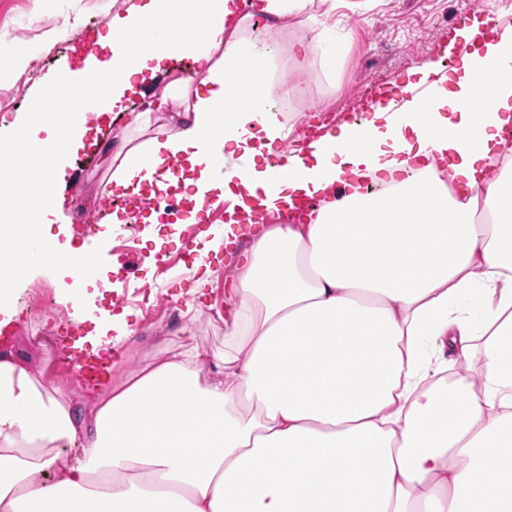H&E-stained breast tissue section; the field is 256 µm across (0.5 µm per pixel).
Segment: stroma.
Returning a JSON list of instances; mask_svg holds the SVG:
<instances>
[{
    "label": "stroma",
    "instance_id": "35a3bbf8",
    "mask_svg": "<svg viewBox=\"0 0 512 512\" xmlns=\"http://www.w3.org/2000/svg\"><path fill=\"white\" fill-rule=\"evenodd\" d=\"M466 2L374 0L372 9L363 14L337 6L335 15L342 21L335 35L337 62L331 68L318 64L306 71L298 68L292 54L293 44L304 34L298 19L281 22L272 33L279 47V68L288 80L304 81L316 103L314 111L306 112L302 99L283 102L285 115L296 121L294 138L305 139L311 127L333 124L351 114L358 104L361 81L398 80L409 68L437 55L454 31L456 10ZM123 7L124 0H0V45H12L14 51L28 57L23 74L0 80V113L9 112L13 120L23 121L44 76L56 67L52 48L61 28L83 36L80 44L65 46L75 66H82L90 54L109 61L111 49L98 44L97 36L105 32L113 13ZM141 101L140 95L131 93L109 115H89L83 151L72 155L66 169L70 180L65 202L48 227L47 240L55 249L84 254L86 240L74 232L71 222L75 199L86 193L93 206L113 190L111 169L100 162L84 168L83 153H96L98 142L103 140L126 136L139 143L159 130L156 121L145 130L132 122L131 114ZM211 237L208 230L193 227L179 235L170 227L155 224L138 240L140 261L128 264L117 251L122 241L115 232L102 234L108 253L97 273L98 287L80 289L76 300L68 289H57L60 308L56 311L13 301L10 353L27 360L49 382L64 386L79 383L78 368L66 351L50 352L32 345L29 338L49 328L61 339L86 340L101 327L102 316L115 309L125 312L136 333L118 339V347L127 351L129 358L120 366L107 365L112 379L154 357L177 353L178 330L187 322L201 349L220 345L224 341V319L219 315L224 308V280L236 267L246 241L241 238L227 247L204 250V241ZM205 272L210 275L209 285L196 291L194 283ZM189 302L197 309L190 321L184 316Z\"/></svg>",
    "mask_w": 512,
    "mask_h": 512
}]
</instances>
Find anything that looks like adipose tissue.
Returning a JSON list of instances; mask_svg holds the SVG:
<instances>
[{
	"label": "adipose tissue",
	"instance_id": "ef3b65f1",
	"mask_svg": "<svg viewBox=\"0 0 512 512\" xmlns=\"http://www.w3.org/2000/svg\"><path fill=\"white\" fill-rule=\"evenodd\" d=\"M313 4L126 0L99 35L112 104L178 55L200 77L146 95L140 123L172 115L160 135L101 145L116 191L160 186L177 157L196 208L216 188L247 213L318 205L247 235L223 346L182 327L177 356L105 381L84 412L0 355V512H512V78L487 67L512 60V25L456 33L455 83L431 60L407 71L405 88L434 84L429 111L373 105L282 177L257 158L290 135L278 100L306 89L275 80L250 22L299 17L323 42Z\"/></svg>",
	"mask_w": 512,
	"mask_h": 512
}]
</instances>
